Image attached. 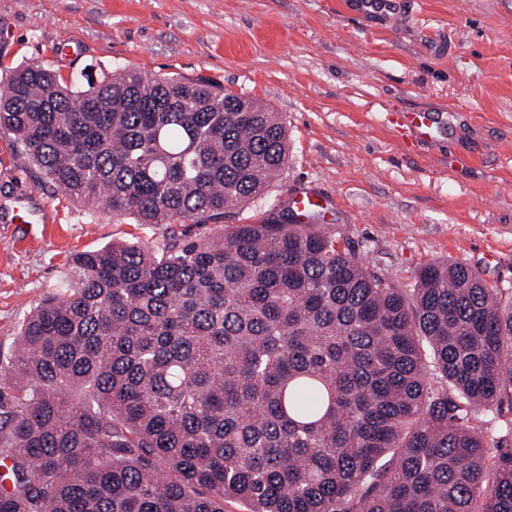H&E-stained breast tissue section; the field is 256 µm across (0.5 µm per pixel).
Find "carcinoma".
<instances>
[{
    "label": "carcinoma",
    "instance_id": "cac0c4a2",
    "mask_svg": "<svg viewBox=\"0 0 512 512\" xmlns=\"http://www.w3.org/2000/svg\"><path fill=\"white\" fill-rule=\"evenodd\" d=\"M0 128L72 200L218 224L288 163L282 113L204 80L41 65ZM512 289L402 288L285 207L75 255L0 366V512H512Z\"/></svg>",
    "mask_w": 512,
    "mask_h": 512
}]
</instances>
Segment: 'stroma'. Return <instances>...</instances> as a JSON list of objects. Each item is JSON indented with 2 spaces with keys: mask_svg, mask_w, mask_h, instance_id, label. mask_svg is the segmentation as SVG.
Listing matches in <instances>:
<instances>
[{
  "mask_svg": "<svg viewBox=\"0 0 512 512\" xmlns=\"http://www.w3.org/2000/svg\"><path fill=\"white\" fill-rule=\"evenodd\" d=\"M30 64L82 83L176 73L255 98L282 113L290 153L234 223L306 188L325 199L320 227L401 287L452 259L512 289V0H393L376 14L359 0H0V82ZM413 109L439 116L432 140L398 125ZM172 231L75 203L0 130V362L72 254Z\"/></svg>",
  "mask_w": 512,
  "mask_h": 512,
  "instance_id": "stroma-1",
  "label": "stroma"
}]
</instances>
